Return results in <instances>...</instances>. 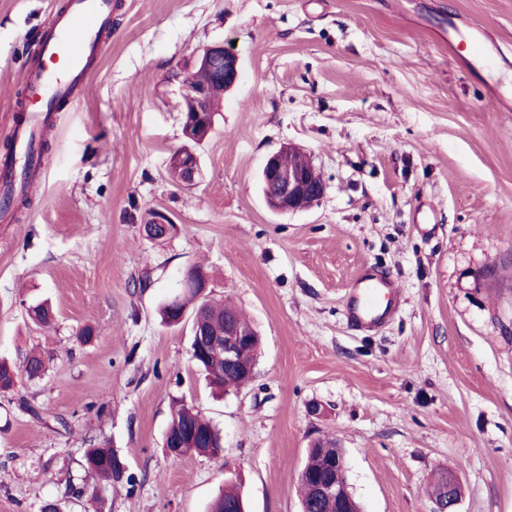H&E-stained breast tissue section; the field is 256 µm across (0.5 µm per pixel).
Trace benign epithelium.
Here are the masks:
<instances>
[{"label":"benign epithelium","instance_id":"1","mask_svg":"<svg viewBox=\"0 0 512 512\" xmlns=\"http://www.w3.org/2000/svg\"><path fill=\"white\" fill-rule=\"evenodd\" d=\"M196 67L208 69L215 75V80L224 84V90H230L238 81L240 74L239 57L224 46L209 45L198 50L193 56ZM210 87L197 85L183 87L182 127L185 138L195 144L203 142L210 134L213 122L202 119L203 113L209 112ZM169 165L177 169L179 184L193 186L200 176V165L194 151L188 147L176 149L170 157ZM263 187L274 188L266 195L270 206L280 212L296 211L301 203L317 204L325 195L326 185L314 166L310 156L301 148L288 145L281 147L268 157L262 171ZM174 221L171 216L158 210L154 212L152 222L144 234L151 240H163L169 237ZM184 287L197 288L200 295H206L210 280L203 272L192 271L184 279ZM190 319L193 327L195 350L211 365L212 374L225 376L234 372H244L253 376L255 360L246 359V355L260 344L257 331L242 325L235 317L224 321V331L211 332L205 326L203 317L194 312H181V319ZM196 447V431L188 427L179 439L166 448L167 453L175 458L181 457L185 448ZM327 459V464L334 469L335 476H326L311 468H303L299 475L301 481H311L316 496L320 499L336 501L341 512H347L353 496L345 480V458L343 452L332 447L310 448Z\"/></svg>","mask_w":512,"mask_h":512}]
</instances>
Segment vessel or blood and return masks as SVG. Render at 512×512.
Returning <instances> with one entry per match:
<instances>
[{
    "label": "vessel or blood",
    "instance_id": "b4317fda",
    "mask_svg": "<svg viewBox=\"0 0 512 512\" xmlns=\"http://www.w3.org/2000/svg\"><path fill=\"white\" fill-rule=\"evenodd\" d=\"M115 7V0H67L64 9L48 19L40 56L27 74V90L36 96L37 104L16 120L14 154L0 162L4 170L18 172L22 183H37L40 171L32 162L36 137L53 121L59 104L73 102L80 95L93 61L105 49L104 34ZM393 288L389 279L364 272L348 293V319L356 326L372 328L390 318Z\"/></svg>",
    "mask_w": 512,
    "mask_h": 512
}]
</instances>
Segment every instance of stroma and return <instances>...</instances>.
Returning a JSON list of instances; mask_svg holds the SVG:
<instances>
[{"mask_svg":"<svg viewBox=\"0 0 512 512\" xmlns=\"http://www.w3.org/2000/svg\"><path fill=\"white\" fill-rule=\"evenodd\" d=\"M64 2L0 0V155ZM458 19L497 49L456 60ZM108 36L47 131L43 181L0 212V359L48 364L0 394V512H93L80 487L103 512H210L228 480L248 512H300L318 438L343 448L362 512H440L448 474L457 512H512V112L491 96L512 100V0H118ZM217 43L240 78L182 187L173 72ZM288 144L326 195L278 212L260 176ZM152 210L173 218L167 239L144 235ZM196 266L262 337L253 379L221 395L189 325L159 317ZM367 269L400 299L372 332L345 315ZM38 299L51 326L25 314ZM177 400L220 430L222 455L166 454ZM92 446L115 449L126 480L85 476Z\"/></svg>","mask_w":512,"mask_h":512,"instance_id":"obj_1","label":"stroma"}]
</instances>
